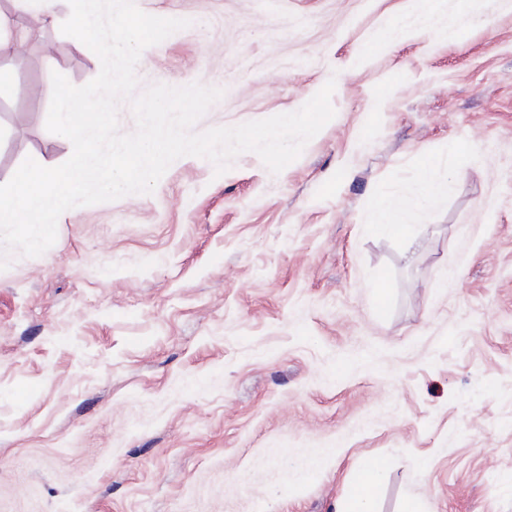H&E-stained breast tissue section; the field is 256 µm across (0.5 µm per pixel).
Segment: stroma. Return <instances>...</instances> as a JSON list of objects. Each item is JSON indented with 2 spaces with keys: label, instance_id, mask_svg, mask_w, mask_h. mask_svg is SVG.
<instances>
[{
  "label": "stroma",
  "instance_id": "35a3bbf8",
  "mask_svg": "<svg viewBox=\"0 0 512 512\" xmlns=\"http://www.w3.org/2000/svg\"><path fill=\"white\" fill-rule=\"evenodd\" d=\"M135 3L190 22L142 52L137 93L225 91L194 132L297 111L331 79L336 115L279 174L184 156L12 254L0 512H336L366 459L377 512H512V10ZM47 55L76 86L100 71L65 22L17 47L0 176L73 152L46 128ZM424 174L444 186L426 203ZM382 200L411 241L372 230Z\"/></svg>",
  "mask_w": 512,
  "mask_h": 512
}]
</instances>
